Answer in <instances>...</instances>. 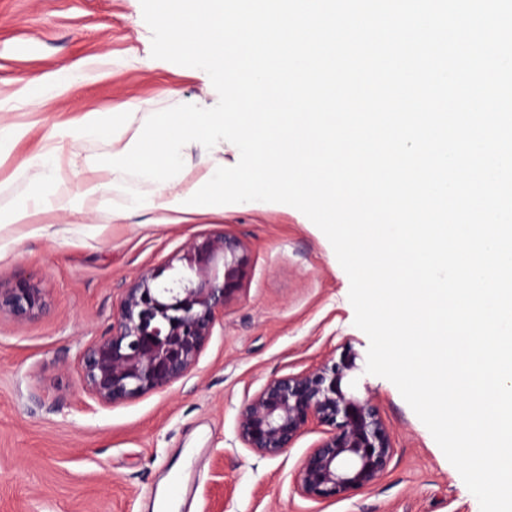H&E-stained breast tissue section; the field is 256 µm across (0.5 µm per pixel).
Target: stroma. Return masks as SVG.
Masks as SVG:
<instances>
[{"label": "stroma", "mask_w": 512, "mask_h": 512, "mask_svg": "<svg viewBox=\"0 0 512 512\" xmlns=\"http://www.w3.org/2000/svg\"><path fill=\"white\" fill-rule=\"evenodd\" d=\"M140 0H0V123L22 130L0 154V207L42 175L20 163L59 146L74 170L111 156L113 143L79 134L87 110L130 112V131L152 113L217 104L205 71L152 59ZM151 67H142L144 59ZM69 65L72 86L24 105L28 78ZM232 143L188 144L180 185L216 161L234 166ZM225 233L247 247L240 290L225 305L191 374L112 406L84 392L79 354L111 325L122 293L143 270L190 240ZM26 279L46 308L18 321L0 316V512H480L457 469L388 379L359 372L394 441L387 474L323 502L303 498L295 476L322 438L309 429L293 448L261 457L236 437L240 408L269 379L356 353L350 282L324 233L298 209L225 205L188 215L144 209L113 220L84 205L49 210L0 229V288ZM178 496H171L172 486Z\"/></svg>", "instance_id": "1"}]
</instances>
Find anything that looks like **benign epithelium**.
Listing matches in <instances>:
<instances>
[{"mask_svg":"<svg viewBox=\"0 0 512 512\" xmlns=\"http://www.w3.org/2000/svg\"><path fill=\"white\" fill-rule=\"evenodd\" d=\"M186 272L166 278L168 263L141 271L124 289L109 329L80 353L81 382L98 403L136 400L187 377L213 335L224 305L239 291L247 248L213 235L176 256ZM45 307L42 289L20 279L0 289V314L23 321ZM356 355L268 380L237 416V439L261 457L284 454L309 426L326 435L305 455L295 479L305 498L322 501L365 489L386 473L391 432L368 394L351 383Z\"/></svg>","mask_w":512,"mask_h":512,"instance_id":"7a95c632","label":"benign epithelium"}]
</instances>
